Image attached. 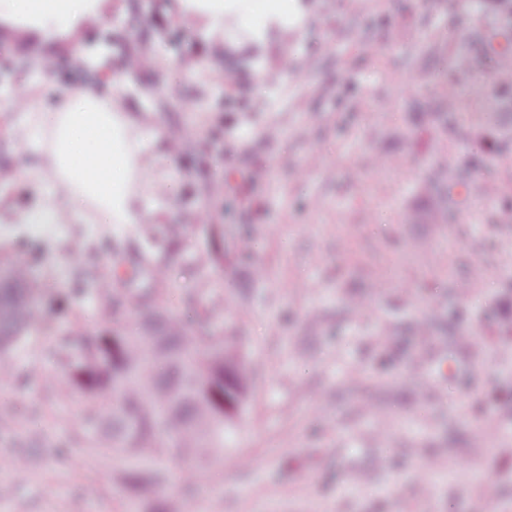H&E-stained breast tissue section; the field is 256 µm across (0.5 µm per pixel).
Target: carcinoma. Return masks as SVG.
<instances>
[{
  "label": "carcinoma",
  "instance_id": "carcinoma-1",
  "mask_svg": "<svg viewBox=\"0 0 512 512\" xmlns=\"http://www.w3.org/2000/svg\"><path fill=\"white\" fill-rule=\"evenodd\" d=\"M512 50V5L504 10L497 32L488 41L486 58L495 83L511 86L501 76ZM224 183L217 172L203 175L200 194L212 208L200 219L206 225L213 253L203 266L224 264L228 239L251 237L249 224L224 223L221 196L209 192L212 184ZM170 278L167 259L148 253L121 275L114 271L90 280L81 290L60 286L51 302L43 300L33 270L12 262L0 271V382L16 378L8 351L25 335L45 331L52 315L80 292L105 301L112 308V323L93 334L77 332L66 337L54 356L61 375L45 377L55 395L80 392L91 401H108L101 412L91 408L86 420L94 427L90 447L117 450L133 463L113 472L111 491L134 499L143 490L165 488V473L153 467L167 453H180L196 462L215 458L224 447V431L243 409L250 378L249 364L235 337L214 322L221 297L211 305H195L191 315H174L164 308Z\"/></svg>",
  "mask_w": 512,
  "mask_h": 512
}]
</instances>
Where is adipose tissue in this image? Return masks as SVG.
Listing matches in <instances>:
<instances>
[{
	"label": "adipose tissue",
	"mask_w": 512,
	"mask_h": 512,
	"mask_svg": "<svg viewBox=\"0 0 512 512\" xmlns=\"http://www.w3.org/2000/svg\"><path fill=\"white\" fill-rule=\"evenodd\" d=\"M178 14L203 18L216 34L228 14L262 13L266 20L303 25L299 0H175ZM103 0H0V22L20 25L42 40L74 33L98 16ZM17 129L35 153L36 197L13 214L15 224H136L146 180L139 167L144 132L104 99L92 82L61 86L50 112H30Z\"/></svg>",
	"instance_id": "ef3b65f1"
}]
</instances>
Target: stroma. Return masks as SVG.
Returning a JSON list of instances; mask_svg holds the SVG:
<instances>
[{
    "mask_svg": "<svg viewBox=\"0 0 512 512\" xmlns=\"http://www.w3.org/2000/svg\"><path fill=\"white\" fill-rule=\"evenodd\" d=\"M315 2L302 30H274L254 51L235 21L211 37L174 0H142L151 27L180 41H154L152 65L136 71L119 61L141 44L127 0H105L75 39L44 43L0 23V53L31 65L0 87V211L34 200L14 171L26 151L16 126L57 89L37 67L42 52L68 63L74 40L111 25L112 72L138 81L120 105L145 131L183 143L216 129L215 168L268 173L232 181L225 223L260 232L212 272L225 284L219 319L250 353L254 383L223 456L204 470L197 512H512V264L502 260L512 215L488 197L512 195V145L498 137L512 106L493 109L482 62L495 0ZM454 52L471 70L451 138L434 114ZM159 94L168 109L154 105ZM175 158L172 188L156 186L141 223L41 234L0 223V262H30L49 291L92 267L111 272L109 246L136 237L144 251H168L166 306L187 311L210 244L197 227L190 250L166 248L165 225L200 202L194 154ZM442 204L447 223H428ZM106 321L97 301L80 299L10 351L18 379L0 385V483L10 489L0 512H155L161 497L187 496L189 461L168 456L164 496L142 493L128 509L110 491L119 457L86 449L88 398L60 399L45 384L60 371L58 332Z\"/></svg>",
    "mask_w": 512,
    "mask_h": 512,
    "instance_id": "1",
    "label": "stroma"
}]
</instances>
